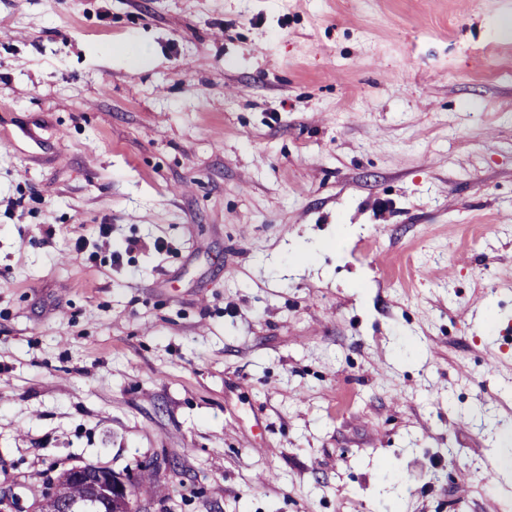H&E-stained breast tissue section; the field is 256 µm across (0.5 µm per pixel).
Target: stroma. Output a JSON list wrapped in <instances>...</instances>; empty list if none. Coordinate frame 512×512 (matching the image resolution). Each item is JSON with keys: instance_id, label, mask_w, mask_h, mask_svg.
Instances as JSON below:
<instances>
[{"instance_id": "stroma-1", "label": "stroma", "mask_w": 512, "mask_h": 512, "mask_svg": "<svg viewBox=\"0 0 512 512\" xmlns=\"http://www.w3.org/2000/svg\"><path fill=\"white\" fill-rule=\"evenodd\" d=\"M0 133L17 512H512V0H0ZM63 482L39 503L37 512H140L134 481L93 466L68 469ZM82 489L81 497L71 495V487Z\"/></svg>"}]
</instances>
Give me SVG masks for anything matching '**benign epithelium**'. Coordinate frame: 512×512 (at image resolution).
Masks as SVG:
<instances>
[{
    "label": "benign epithelium",
    "mask_w": 512,
    "mask_h": 512,
    "mask_svg": "<svg viewBox=\"0 0 512 512\" xmlns=\"http://www.w3.org/2000/svg\"><path fill=\"white\" fill-rule=\"evenodd\" d=\"M37 512H140L134 481L93 466L68 469L63 482L39 503Z\"/></svg>",
    "instance_id": "benign-epithelium-1"
}]
</instances>
